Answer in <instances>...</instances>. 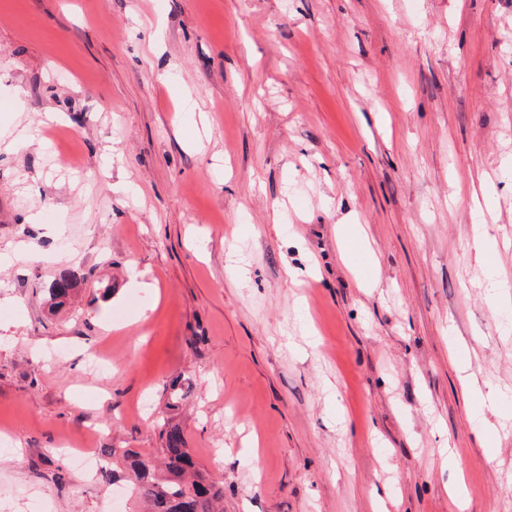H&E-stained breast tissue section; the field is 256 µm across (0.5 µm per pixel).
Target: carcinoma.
I'll use <instances>...</instances> for the list:
<instances>
[{
    "label": "carcinoma",
    "instance_id": "cac0c4a2",
    "mask_svg": "<svg viewBox=\"0 0 512 512\" xmlns=\"http://www.w3.org/2000/svg\"><path fill=\"white\" fill-rule=\"evenodd\" d=\"M75 284V273H63L49 289L51 308L66 307ZM159 437L161 448L155 456L131 449L107 450L112 465L125 469L131 491L145 512H224V492L195 463L180 424L165 421Z\"/></svg>",
    "mask_w": 512,
    "mask_h": 512
}]
</instances>
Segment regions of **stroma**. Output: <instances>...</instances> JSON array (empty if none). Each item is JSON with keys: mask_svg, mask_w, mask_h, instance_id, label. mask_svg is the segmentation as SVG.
Segmentation results:
<instances>
[{"mask_svg": "<svg viewBox=\"0 0 512 512\" xmlns=\"http://www.w3.org/2000/svg\"><path fill=\"white\" fill-rule=\"evenodd\" d=\"M493 278L512 0H0V512H107L125 478L71 453H151L170 417L224 512H512ZM75 284H76V275L73 271L72 272L68 271V272L63 273L54 282L53 288H49L52 309L64 308L70 303L71 298L74 293L72 291L74 289L73 287ZM442 463L444 467L448 469V474L451 478L449 484L450 492L454 494L457 498H462L464 496L465 488L460 461L452 452L448 451V455H444Z\"/></svg>", "mask_w": 512, "mask_h": 512, "instance_id": "stroma-1", "label": "stroma"}]
</instances>
